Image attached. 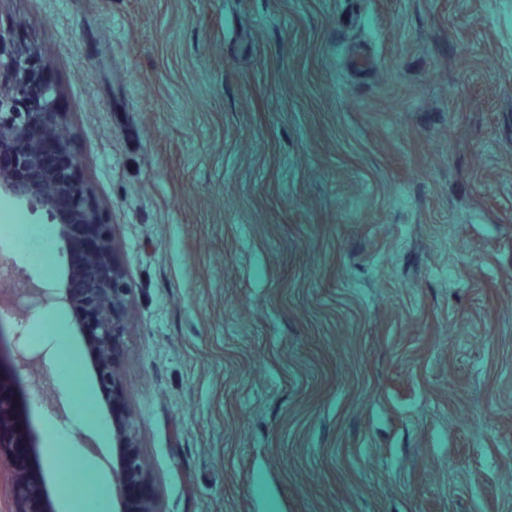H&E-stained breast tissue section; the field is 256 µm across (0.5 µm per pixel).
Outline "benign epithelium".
<instances>
[{
  "label": "benign epithelium",
  "instance_id": "obj_1",
  "mask_svg": "<svg viewBox=\"0 0 512 512\" xmlns=\"http://www.w3.org/2000/svg\"><path fill=\"white\" fill-rule=\"evenodd\" d=\"M14 25L0 19V152H15L17 164L35 174L18 182L0 168V192L45 211L59 226L67 242L83 225L98 234L97 249L68 254L60 286L47 288L29 278L14 288L18 279L0 276V309L9 302L15 313L30 314L57 302L75 312L78 333L95 340L90 365L97 387L112 406V497L114 512H159L147 495L132 505L134 491L146 485V463L138 452L136 426L125 401L121 366L127 332L128 272L116 243V225L103 222L100 212L82 183L79 161L70 150L64 130V113L58 111L59 89L40 81L50 62L41 50L13 39ZM52 143L65 164L51 167L44 162V146ZM45 352L19 348L15 364L26 367L42 362ZM37 445L28 434L27 422L15 407L13 396L0 393V512H56L45 489L41 469L15 459V449Z\"/></svg>",
  "mask_w": 512,
  "mask_h": 512
}]
</instances>
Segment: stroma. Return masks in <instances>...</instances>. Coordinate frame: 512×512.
<instances>
[{
    "instance_id": "1",
    "label": "stroma",
    "mask_w": 512,
    "mask_h": 512,
    "mask_svg": "<svg viewBox=\"0 0 512 512\" xmlns=\"http://www.w3.org/2000/svg\"><path fill=\"white\" fill-rule=\"evenodd\" d=\"M131 281L159 512H512V0H0ZM52 287L57 225L0 194ZM0 316L51 498L112 512L67 306ZM73 352L80 392L33 401Z\"/></svg>"
}]
</instances>
